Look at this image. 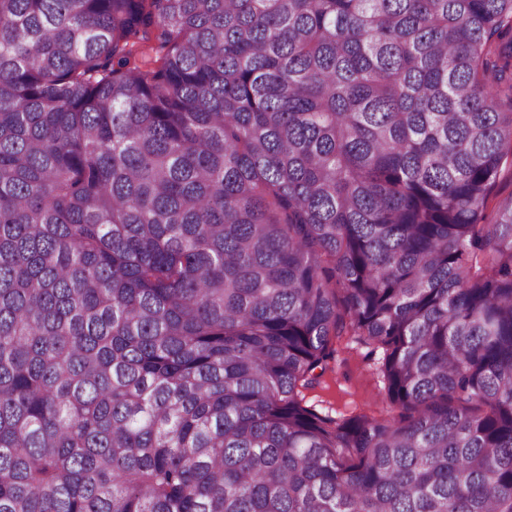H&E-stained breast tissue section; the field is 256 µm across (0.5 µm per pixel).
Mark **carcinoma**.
<instances>
[{"label": "carcinoma", "instance_id": "1", "mask_svg": "<svg viewBox=\"0 0 512 512\" xmlns=\"http://www.w3.org/2000/svg\"><path fill=\"white\" fill-rule=\"evenodd\" d=\"M507 170L512 0H0V512H512ZM332 343L335 353L326 370L312 387L301 389L303 404L336 418L382 408L380 350L359 343L355 336L333 338Z\"/></svg>", "mask_w": 512, "mask_h": 512}]
</instances>
